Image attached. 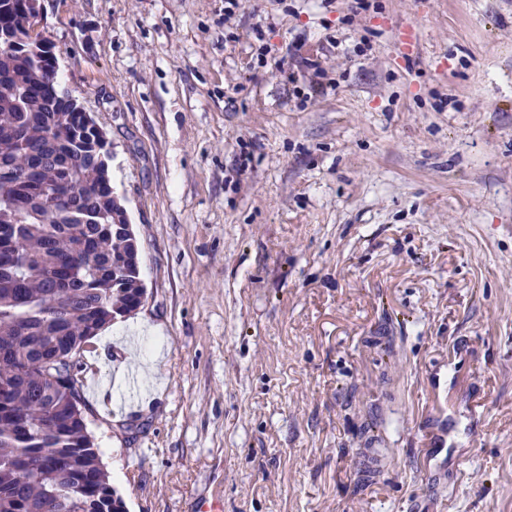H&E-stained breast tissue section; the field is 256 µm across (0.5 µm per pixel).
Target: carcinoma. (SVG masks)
<instances>
[{
	"instance_id": "1",
	"label": "carcinoma",
	"mask_w": 512,
	"mask_h": 512,
	"mask_svg": "<svg viewBox=\"0 0 512 512\" xmlns=\"http://www.w3.org/2000/svg\"><path fill=\"white\" fill-rule=\"evenodd\" d=\"M26 21L0 0V32L24 35ZM47 53L0 42V162L18 163L15 179L0 180V236L15 242L0 263V512H87L90 500L126 512L66 379L114 308L138 301L142 279L139 263H119L132 244L115 232L111 192L75 205L101 171L44 93ZM64 255L70 277L54 288Z\"/></svg>"
}]
</instances>
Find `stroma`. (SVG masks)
<instances>
[{"mask_svg":"<svg viewBox=\"0 0 512 512\" xmlns=\"http://www.w3.org/2000/svg\"><path fill=\"white\" fill-rule=\"evenodd\" d=\"M224 6L44 0L146 287L76 355L110 484L127 512H512V0Z\"/></svg>","mask_w":512,"mask_h":512,"instance_id":"obj_1","label":"stroma"}]
</instances>
